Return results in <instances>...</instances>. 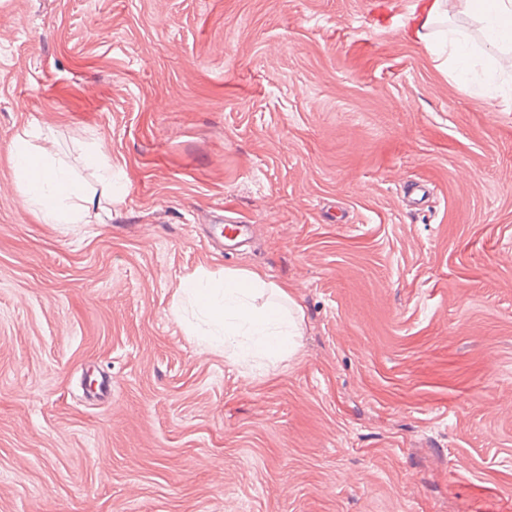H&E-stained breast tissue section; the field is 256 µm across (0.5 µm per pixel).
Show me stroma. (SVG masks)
<instances>
[{
    "label": "stroma",
    "instance_id": "1",
    "mask_svg": "<svg viewBox=\"0 0 512 512\" xmlns=\"http://www.w3.org/2000/svg\"><path fill=\"white\" fill-rule=\"evenodd\" d=\"M432 4L0 0V512H512V93ZM26 130L111 207L42 223ZM249 270L300 335L245 370L173 307ZM442 52L448 54V63L455 65L458 78L464 80L478 64V58L469 48L466 35L459 30H448L440 44ZM249 235V224H241L237 218L226 216L224 224L214 225L208 238L214 245L222 247L227 256L237 251Z\"/></svg>",
    "mask_w": 512,
    "mask_h": 512
}]
</instances>
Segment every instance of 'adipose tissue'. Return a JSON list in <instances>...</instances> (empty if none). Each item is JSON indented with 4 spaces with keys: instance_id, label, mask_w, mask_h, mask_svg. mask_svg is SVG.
Masks as SVG:
<instances>
[{
    "instance_id": "obj_1",
    "label": "adipose tissue",
    "mask_w": 512,
    "mask_h": 512,
    "mask_svg": "<svg viewBox=\"0 0 512 512\" xmlns=\"http://www.w3.org/2000/svg\"><path fill=\"white\" fill-rule=\"evenodd\" d=\"M436 14L447 18L468 11L478 17L485 42L496 52L490 66L479 67L465 34L448 30L440 44L447 53L458 78H466L474 68H481L480 87L505 84L512 71V0H435ZM28 205L46 224H84L96 207L94 193L70 177L58 164L51 143L34 147L27 137H17L10 150ZM267 282L257 271H228L224 276L190 279L185 296L212 324V342L231 350L234 363L245 367L260 355L273 350L294 351L299 334L296 320L284 319L278 307H256L253 300ZM254 337V344H244V337Z\"/></svg>"
}]
</instances>
